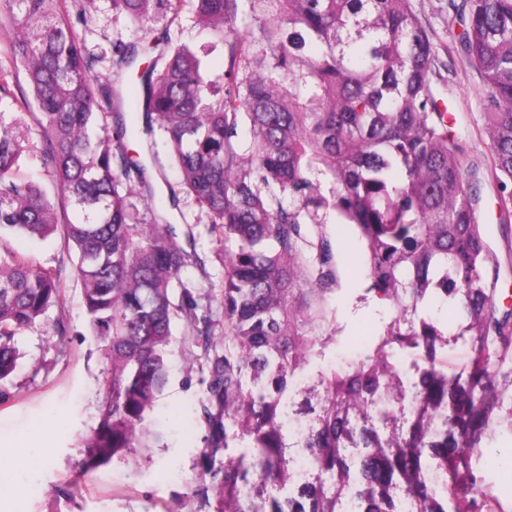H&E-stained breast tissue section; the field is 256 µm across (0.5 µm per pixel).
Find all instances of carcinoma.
Masks as SVG:
<instances>
[{
    "label": "carcinoma",
    "mask_w": 512,
    "mask_h": 512,
    "mask_svg": "<svg viewBox=\"0 0 512 512\" xmlns=\"http://www.w3.org/2000/svg\"><path fill=\"white\" fill-rule=\"evenodd\" d=\"M61 0H0V92L23 112L0 126V233L60 237L93 335L110 362L84 467L150 448L149 419L168 382L174 321L210 364L202 417L211 432L191 495L203 512H504L472 456L512 433V312L496 302L498 268L479 223L480 187L440 111L435 43L412 0H112L114 21L155 32L136 126L159 129L188 195L224 249L223 318L198 316L179 275L190 261L161 215L144 165L120 125L94 130L119 91L59 11ZM448 26L481 75L488 169L512 219V0H450ZM190 11L226 69L208 78L174 29ZM133 65L139 47L113 44ZM21 64L36 111L11 93ZM37 158L72 206L16 171ZM151 221H145L138 205ZM356 227L371 291L395 308L375 345L344 366L315 369L336 342L331 217ZM181 288L179 299L172 289ZM440 297L455 329L425 312ZM60 304L58 273L0 253V384L15 337ZM467 346L448 371V338ZM307 476L294 478L297 455Z\"/></svg>",
    "instance_id": "cac0c4a2"
}]
</instances>
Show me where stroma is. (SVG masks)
<instances>
[{"label": "stroma", "mask_w": 512, "mask_h": 512, "mask_svg": "<svg viewBox=\"0 0 512 512\" xmlns=\"http://www.w3.org/2000/svg\"><path fill=\"white\" fill-rule=\"evenodd\" d=\"M448 3L413 0V7L439 45L436 70L453 114L449 131L460 140L480 180V222L499 269L496 303L512 311V223L499 221L500 186L486 173L490 152L482 79L459 42V28L448 25ZM62 11L98 56L95 70L101 81L123 90L139 83L152 55L142 54L132 68L116 65L113 40L131 41L137 31L129 24L113 23L110 0H64ZM125 142L134 160L156 159L155 170L164 176L157 184L158 194L169 196L180 175L162 137L149 143L131 131ZM171 218L180 243L196 256L180 278L193 287L200 306H208L221 291L224 266L219 246L207 232L206 213L182 193ZM326 231L337 254L336 284L328 295L336 308L337 337L330 350L352 352L358 350L361 336L381 333L394 310L373 301L355 230L343 234L330 224ZM0 241L35 266L59 270L61 287L60 306L50 308L18 336L19 366L11 381L0 387V462L13 467L12 492L0 497V512H196L198 503L189 493L200 481V454L209 436L201 416L209 381L201 348H185L184 326L176 324L169 381L155 409L157 429L151 448L85 470L86 442L98 425L105 398L102 383L110 365L89 325L74 273L76 257L63 252L56 240L10 234ZM21 445L36 458V465L15 466ZM473 465L485 491L512 500V434L496 432L475 453Z\"/></svg>", "instance_id": "35a3bbf8"}]
</instances>
